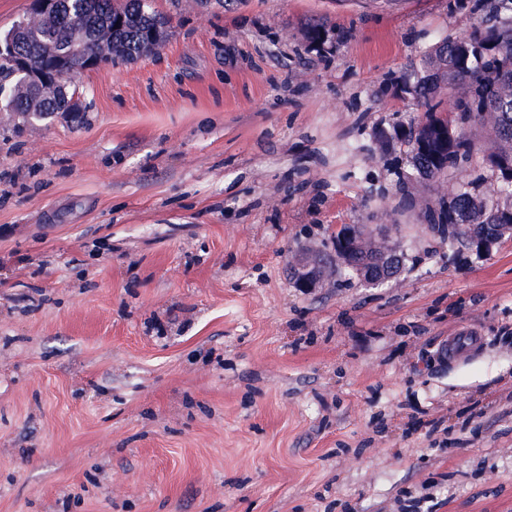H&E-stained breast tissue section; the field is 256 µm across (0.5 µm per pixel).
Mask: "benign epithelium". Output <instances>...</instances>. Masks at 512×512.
I'll use <instances>...</instances> for the list:
<instances>
[{"mask_svg":"<svg viewBox=\"0 0 512 512\" xmlns=\"http://www.w3.org/2000/svg\"><path fill=\"white\" fill-rule=\"evenodd\" d=\"M336 263L370 288H381L397 277L402 257L374 236H361L351 228L336 231Z\"/></svg>","mask_w":512,"mask_h":512,"instance_id":"7a95c632","label":"benign epithelium"}]
</instances>
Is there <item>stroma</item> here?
Listing matches in <instances>:
<instances>
[{"mask_svg":"<svg viewBox=\"0 0 512 512\" xmlns=\"http://www.w3.org/2000/svg\"><path fill=\"white\" fill-rule=\"evenodd\" d=\"M152 5L164 42L74 77L80 111L0 119V512H512V236L452 253L420 216L495 175L404 181L380 139L474 16ZM340 224L400 276L338 269Z\"/></svg>","mask_w":512,"mask_h":512,"instance_id":"obj_1","label":"stroma"}]
</instances>
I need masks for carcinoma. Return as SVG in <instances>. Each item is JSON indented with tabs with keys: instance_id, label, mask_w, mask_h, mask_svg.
I'll use <instances>...</instances> for the list:
<instances>
[{
	"instance_id": "obj_1",
	"label": "carcinoma",
	"mask_w": 512,
	"mask_h": 512,
	"mask_svg": "<svg viewBox=\"0 0 512 512\" xmlns=\"http://www.w3.org/2000/svg\"><path fill=\"white\" fill-rule=\"evenodd\" d=\"M58 8L69 23L26 14L0 32V108L22 127L69 108L67 81L79 72V59L95 53L100 36L106 37L108 49L101 62H128L153 52L168 24L151 0H126L122 6L112 0H58ZM450 8L476 14L472 30L437 41L421 65L400 78L401 89L424 111L426 124L419 119L397 121L392 139L403 148L411 175L423 180L444 176L479 157L485 164L512 157V132L502 125L505 115L512 121V0H451ZM30 72L62 86L44 96L29 79ZM445 81L465 86L449 118L437 99ZM488 121L501 144L482 157L472 130ZM509 197L512 177L498 174L486 197H479L476 186L462 185L450 199L426 208L422 218L449 247L470 248L482 235L512 226V205L499 202Z\"/></svg>"
}]
</instances>
